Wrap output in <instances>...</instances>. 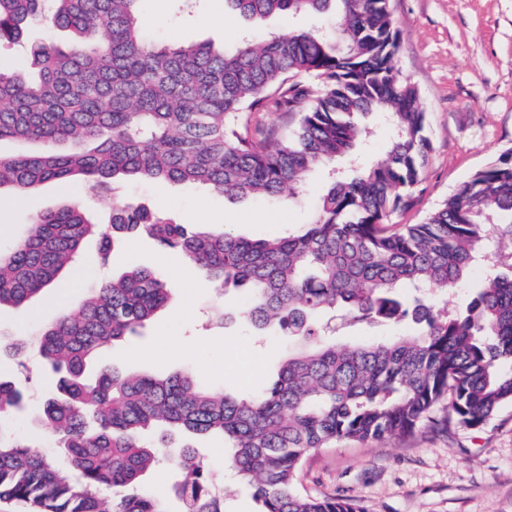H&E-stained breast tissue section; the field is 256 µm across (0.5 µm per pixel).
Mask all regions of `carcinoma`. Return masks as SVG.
<instances>
[{
	"mask_svg": "<svg viewBox=\"0 0 512 512\" xmlns=\"http://www.w3.org/2000/svg\"><path fill=\"white\" fill-rule=\"evenodd\" d=\"M142 0H0V44L20 43L46 20L71 44L31 48L30 67L0 70V141H41L36 155L0 154V195L21 199L45 181L106 192L126 179L197 184L229 199H299L309 173L355 160L371 115L391 130L382 158L353 175L332 171L315 219L286 235L249 240L177 224L120 198L106 224L76 202L31 218L0 251V309L44 295L93 236L108 260L119 236L145 234L182 256L216 289L247 288L241 316L260 335L296 347L277 379L237 396L187 373L154 377L103 368L98 352L139 332L170 299L155 273L135 266L103 283L77 311L40 330L56 376L40 425L62 459L31 451L0 426V499L41 512H167L142 486L164 457L181 471L183 512H224L194 437L218 434L260 512H366L350 497L297 487L304 456L340 440L413 433L442 400L443 419L486 425L512 404V150L473 172L420 224L391 216L413 205L432 150L418 90L394 68L399 32L390 0H225L253 24L272 15L320 18L288 34L248 36L232 49L160 46L144 33ZM296 116L288 135L256 138L244 113ZM488 263L465 308L440 305ZM360 324L409 334L342 342ZM28 337L0 331V354ZM25 393L0 377V419Z\"/></svg>",
	"mask_w": 512,
	"mask_h": 512,
	"instance_id": "obj_1",
	"label": "carcinoma"
}]
</instances>
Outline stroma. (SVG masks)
<instances>
[{
    "instance_id": "stroma-1",
    "label": "stroma",
    "mask_w": 512,
    "mask_h": 512,
    "mask_svg": "<svg viewBox=\"0 0 512 512\" xmlns=\"http://www.w3.org/2000/svg\"><path fill=\"white\" fill-rule=\"evenodd\" d=\"M176 8L175 0H144L151 40L230 47L246 30L242 20L227 13L224 0H194L183 14ZM391 10L400 33L394 64L418 90L432 144L417 201L391 221L418 224L472 172L512 148V0H391ZM61 38L48 23H38L25 44L0 45V68H25L30 62L26 43ZM325 174L322 167L312 171L300 200L292 203L284 198L232 201L198 185L138 180L120 182L119 196L182 224L263 239L314 218ZM74 201L83 204L93 222H108L111 196L80 184L43 183L20 206L1 198L0 248L22 238L34 214ZM134 265L149 267L163 279L170 300L140 335L101 352L99 364L150 375L188 371L204 386L237 395L268 384L288 351V338L272 333L259 341L242 322L216 325L211 306L241 309L247 291L218 294L192 265L146 235L115 243L106 260L99 239H87L78 266L59 280L50 296L0 310V329L33 332L61 313L74 312L91 288ZM0 374L18 380L29 393L25 410L10 423L14 436L38 452L55 448V436L36 426L42 400L52 390L37 350L29 349L20 359L0 357ZM446 411V404H439L435 421ZM435 421L406 437L341 441L311 453L298 486L311 495L349 496L366 512H512V404L476 430L442 428ZM198 446L205 467L221 478L225 512H257L251 489L221 456L222 439H204Z\"/></svg>"
}]
</instances>
